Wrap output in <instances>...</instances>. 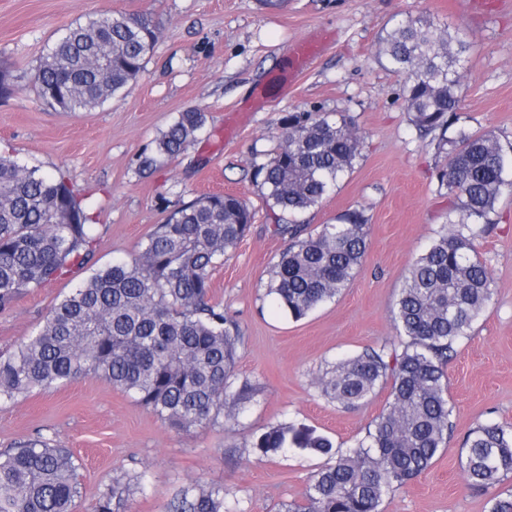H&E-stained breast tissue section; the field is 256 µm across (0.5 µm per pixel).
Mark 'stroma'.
Here are the masks:
<instances>
[{
    "label": "stroma",
    "mask_w": 512,
    "mask_h": 512,
    "mask_svg": "<svg viewBox=\"0 0 512 512\" xmlns=\"http://www.w3.org/2000/svg\"><path fill=\"white\" fill-rule=\"evenodd\" d=\"M106 13L152 19L158 41L144 70L98 108L66 112L45 104L33 84L42 58L76 22ZM409 15L460 30L469 44L458 126L512 143V0L488 15L476 0H284L279 7L262 0H0V69L14 84L0 96V154L63 176L77 191L95 226L96 267L138 253L154 225L200 195L233 193L255 210L249 232L212 276L215 300L241 332L235 381L256 390L237 419L178 431L94 375L0 404V450L40 432L73 451L81 486L74 512H93L99 487L128 469L145 472L146 484L130 496L127 512H165L193 480L228 489L231 512H282L304 500L309 476L325 460L294 448L261 458L254 439L291 422L346 448L386 406L383 388L365 405L342 407L321 393L316 378L339 359L394 341L405 276L452 206L436 179L444 158L419 138L402 102L404 78L377 54L386 30ZM320 30L334 33V41L294 86L278 81L290 44ZM259 87L267 106L225 136L226 113ZM190 109L205 112L204 137L177 158L142 168L156 139ZM336 110L351 117L364 148L304 220L316 231L362 208L368 247L348 287L295 320L266 295L289 239L274 231L279 214L266 205L253 165L277 147L288 113ZM490 219L476 249L493 298L447 366V446L425 474L385 496L383 512H488L493 498L512 495V474L487 488L469 485L461 457L478 424L512 425V197H501ZM91 269L75 266L23 291L0 313V349L35 332Z\"/></svg>",
    "instance_id": "1"
}]
</instances>
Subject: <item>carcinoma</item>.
<instances>
[{
	"label": "carcinoma",
	"instance_id": "obj_1",
	"mask_svg": "<svg viewBox=\"0 0 512 512\" xmlns=\"http://www.w3.org/2000/svg\"><path fill=\"white\" fill-rule=\"evenodd\" d=\"M156 43V27L144 16L90 17L38 66L37 95L69 112L101 105L143 71ZM468 50L459 31L425 16L397 21L382 38L378 56L404 77L412 125L445 157L436 177L457 198L458 217L448 218L408 271L394 311L397 340L336 362L317 379L321 392L346 408L390 385L366 436L339 451L310 429L280 423L253 442L263 457L292 445L328 458L310 476L304 501L284 512H381L384 496L425 473L447 445L453 407L446 366L493 297L474 240L498 199L512 195V145L491 132L455 127ZM205 125L199 110L180 113L142 168L182 154ZM362 148L346 112H290L278 148L253 165L267 206L288 214V223L275 225L290 245L272 269L267 295L295 320L340 295L365 256L363 210L349 209L313 234L301 223L352 170ZM252 218L248 203L232 194L201 196L172 210L137 255L94 271L51 307L38 330L0 350V403L92 374L176 430L236 418L255 389L234 385L241 336L213 300L212 274ZM96 243L78 193L63 178L0 157L1 313L22 291L91 263ZM463 448L471 485L492 486L512 473V425L479 424ZM144 479L135 470L112 476L99 488L94 512H126ZM226 496L222 486L191 481L165 512H226ZM79 497L76 459L54 439L38 433L0 451V512H73Z\"/></svg>",
	"mask_w": 512,
	"mask_h": 512
}]
</instances>
